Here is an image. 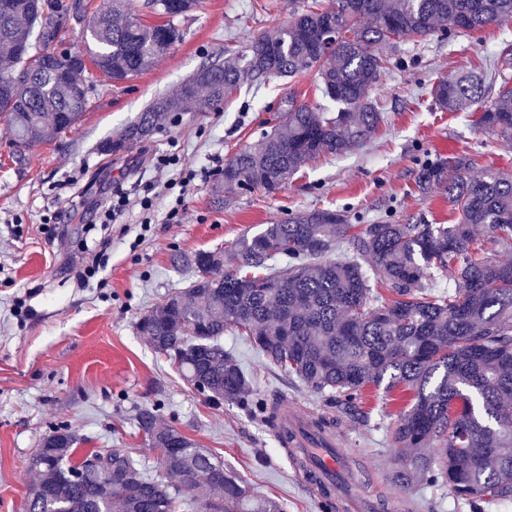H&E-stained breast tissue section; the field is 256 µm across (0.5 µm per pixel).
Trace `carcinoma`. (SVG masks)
Here are the masks:
<instances>
[{"mask_svg": "<svg viewBox=\"0 0 512 512\" xmlns=\"http://www.w3.org/2000/svg\"><path fill=\"white\" fill-rule=\"evenodd\" d=\"M0 13V118L23 155L75 128L93 92V72L123 82L147 69L181 38L173 20L200 0H149L168 18L148 26L132 13L89 21L80 0H11ZM82 24L86 54L56 53L60 19ZM512 17V0H321L295 8L285 25L251 37L244 50L206 64L156 97L101 152L114 155L153 135L166 114L217 109L243 79L266 82L314 74L336 111L297 103L288 94L271 132L228 160L212 183L222 203L240 189L280 186L321 156L348 155L371 138L384 113L372 91L406 38L422 40L439 25L456 33L484 30ZM336 32V44H325ZM512 66V44L492 63L431 89L442 111L480 112L478 123L512 139V87L484 92L499 66ZM466 156L425 163L418 187L443 186L455 224H350L312 208L242 237L232 254L199 251L183 260L184 288L140 318L138 331L169 358L193 389L272 424L271 404L255 397L251 376L224 350V332L241 336L286 377L368 424L370 387L401 389L394 441L412 448L408 465L428 485L453 495L512 503V172L471 174ZM340 252L343 257L330 258ZM454 286L433 292L431 283ZM136 427L165 478L146 475L132 453L113 448L74 459L78 438L50 429L32 455L27 512H286L256 495L224 463L174 427L159 409L142 408Z\"/></svg>", "mask_w": 512, "mask_h": 512, "instance_id": "1", "label": "carcinoma"}]
</instances>
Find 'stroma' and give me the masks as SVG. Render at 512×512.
Masks as SVG:
<instances>
[{
	"label": "stroma",
	"mask_w": 512,
	"mask_h": 512,
	"mask_svg": "<svg viewBox=\"0 0 512 512\" xmlns=\"http://www.w3.org/2000/svg\"><path fill=\"white\" fill-rule=\"evenodd\" d=\"M289 10L288 0H202L178 21L182 41L122 83L96 74L77 127L34 145L24 160L16 159L11 130L0 119V512H26L34 481L29 458L51 426H68L94 449L146 454L135 414L153 406L162 424L209 450L257 493L281 499L287 512H317L269 427L235 406L208 403L139 334L137 323L184 287L188 274L176 268V258L227 249L301 210L341 211L353 224L387 216L403 224L455 223L443 189H418L422 164L467 155L481 168L512 169V140L481 129L477 113L437 110L430 90L512 42V19L467 35L439 30L421 42H401L373 93L385 122L371 142L352 155L309 163L273 196L255 189L220 205L209 189L235 153L271 130L286 93L321 103L310 75L244 82L220 109L166 116L149 140L124 154L99 153L98 144L116 137L155 96L225 51H242L253 34L287 20ZM122 196L129 204L120 221L130 231L120 237L91 218ZM179 198L187 217L167 223ZM106 237L112 247L104 262L80 282L85 244ZM224 348L253 376L257 397L278 394L311 412L326 411L323 397L282 375L249 344L228 335ZM368 407L372 425L340 416L335 430L343 451L365 458L377 489L408 492L412 512H471L417 472L395 478L404 454L392 440L389 413L397 404L374 387Z\"/></svg>",
	"instance_id": "1"
}]
</instances>
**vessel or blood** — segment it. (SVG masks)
<instances>
[{
    "instance_id": "obj_1",
    "label": "vessel or blood",
    "mask_w": 512,
    "mask_h": 512,
    "mask_svg": "<svg viewBox=\"0 0 512 512\" xmlns=\"http://www.w3.org/2000/svg\"><path fill=\"white\" fill-rule=\"evenodd\" d=\"M275 438L294 477L312 496L319 512H407L408 495L375 492L365 460L342 452L336 435L315 437L306 408L281 404Z\"/></svg>"
}]
</instances>
